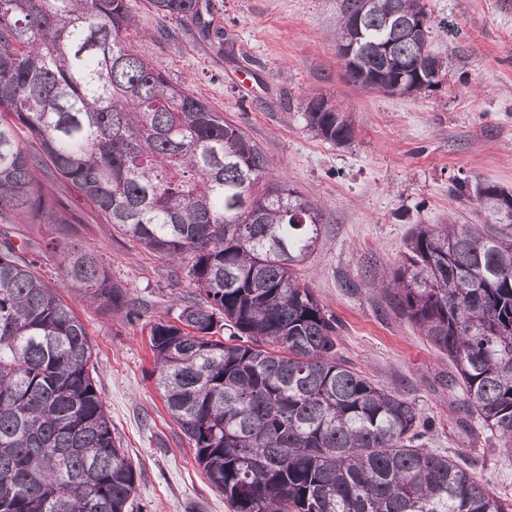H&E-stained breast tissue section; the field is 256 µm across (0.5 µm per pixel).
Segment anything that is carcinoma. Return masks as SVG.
<instances>
[{
  "label": "carcinoma",
  "mask_w": 512,
  "mask_h": 512,
  "mask_svg": "<svg viewBox=\"0 0 512 512\" xmlns=\"http://www.w3.org/2000/svg\"><path fill=\"white\" fill-rule=\"evenodd\" d=\"M194 20L207 0H147ZM424 0H341L336 48L349 82L410 96L448 74L413 32ZM126 0H0V224L57 223L36 188L50 166L123 236L196 288L176 321L150 324L169 416L233 512H512L471 468L418 444L428 422L339 353L336 318L300 284L319 205L270 174L258 142L131 49ZM352 49V58L344 53ZM307 126L337 146L353 128L323 96ZM26 130L30 149L17 137ZM458 194L509 220L418 224L384 292L448 357L452 387L512 456V192ZM62 281L129 308L96 253L47 244ZM226 329L229 336H220ZM87 327L0 232V512H129L140 475L112 436Z\"/></svg>",
  "instance_id": "cac0c4a2"
}]
</instances>
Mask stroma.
I'll return each mask as SVG.
<instances>
[{
	"instance_id": "1",
	"label": "stroma",
	"mask_w": 512,
	"mask_h": 512,
	"mask_svg": "<svg viewBox=\"0 0 512 512\" xmlns=\"http://www.w3.org/2000/svg\"><path fill=\"white\" fill-rule=\"evenodd\" d=\"M341 0H210L212 16L235 40L236 55L216 54L188 21L158 20L144 0H129L140 25L128 41L168 79L241 125L264 149L273 174L321 206L322 237L296 268L339 323L346 361L412 401L431 423L426 448L465 460L493 491L512 490V458L496 437L473 446L458 427L452 367L389 306L378 286L418 224H476L498 233L483 212L459 199L460 183L512 190V0H425L431 50L448 77L414 96L366 92L350 83L336 54ZM174 31L172 39L159 29ZM326 96L346 112L354 138L336 146L306 125L302 101ZM38 190L60 206V224H22L15 244L40 247L38 269L61 286L85 323L97 387L141 477L136 512H232L195 461V450L167 414L155 385L151 320L174 319L195 288L177 263L121 235L53 168ZM94 251L115 286L139 310H110L62 287L50 239Z\"/></svg>"
}]
</instances>
